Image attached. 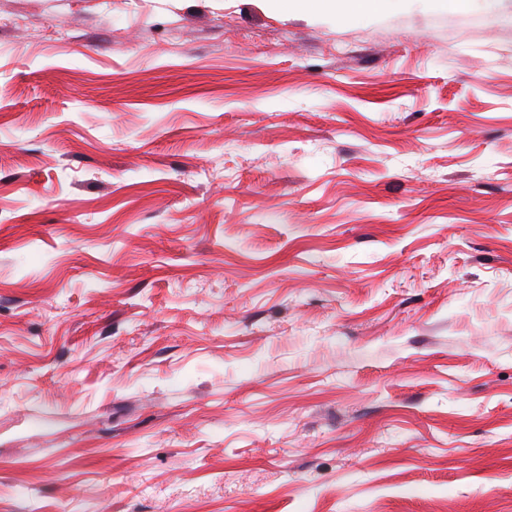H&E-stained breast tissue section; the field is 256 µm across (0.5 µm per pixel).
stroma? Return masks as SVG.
<instances>
[{"mask_svg":"<svg viewBox=\"0 0 512 512\" xmlns=\"http://www.w3.org/2000/svg\"><path fill=\"white\" fill-rule=\"evenodd\" d=\"M512 512V0H0V512ZM276 8L296 7L305 10L324 9L337 18L365 16L393 12L400 9L404 0H271Z\"/></svg>","mask_w":512,"mask_h":512,"instance_id":"1","label":"stroma"}]
</instances>
